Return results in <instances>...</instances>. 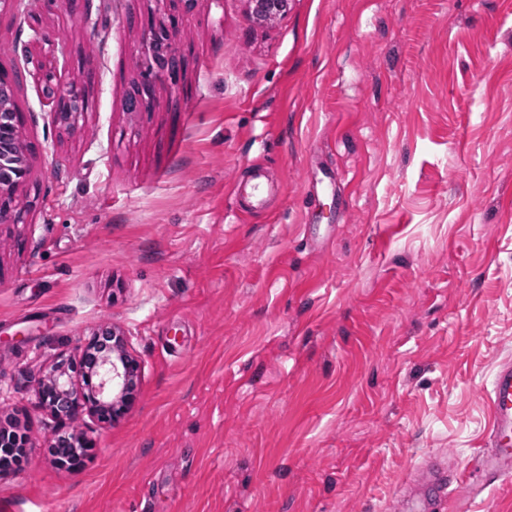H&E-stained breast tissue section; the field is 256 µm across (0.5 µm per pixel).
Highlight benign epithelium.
Masks as SVG:
<instances>
[{
    "label": "benign epithelium",
    "mask_w": 512,
    "mask_h": 512,
    "mask_svg": "<svg viewBox=\"0 0 512 512\" xmlns=\"http://www.w3.org/2000/svg\"><path fill=\"white\" fill-rule=\"evenodd\" d=\"M155 9L150 18L149 33L144 42L145 72L149 80L142 84L129 101L128 111L139 112L148 103L156 78L173 79L182 68V58L173 45L163 19L172 7L179 5L193 10L197 0H153ZM251 14L260 21L283 16L288 0H249ZM88 112L83 88L72 83L59 101L58 120L69 126L78 125ZM10 158L11 166L0 167V222L17 223L22 207L16 199L19 186L30 173L31 161L22 139L21 114L16 112L11 87L0 74V158ZM85 373L82 387L75 389L71 372ZM139 363L126 350L123 336L106 326L91 338L79 362L61 363L41 384V403L58 417L75 418L86 410L104 423L120 419L132 405L137 393Z\"/></svg>",
    "instance_id": "7a95c632"
}]
</instances>
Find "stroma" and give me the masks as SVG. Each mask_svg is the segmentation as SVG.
I'll use <instances>...</instances> for the list:
<instances>
[{
	"mask_svg": "<svg viewBox=\"0 0 512 512\" xmlns=\"http://www.w3.org/2000/svg\"><path fill=\"white\" fill-rule=\"evenodd\" d=\"M151 8L0 12L32 161L0 223V425L28 435L0 512H396L432 460L461 512H512V475L462 479L512 363V0H198L131 113ZM29 56L86 87L76 128ZM106 323L135 403L55 417L40 380ZM251 14L260 21L273 20L283 16L288 7V0H249Z\"/></svg>",
	"mask_w": 512,
	"mask_h": 512,
	"instance_id": "stroma-1",
	"label": "stroma"
}]
</instances>
